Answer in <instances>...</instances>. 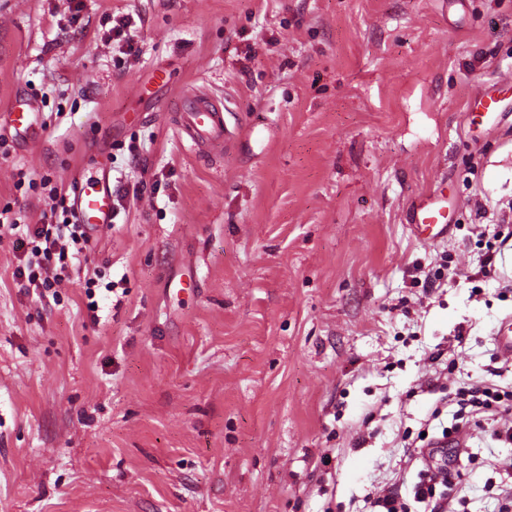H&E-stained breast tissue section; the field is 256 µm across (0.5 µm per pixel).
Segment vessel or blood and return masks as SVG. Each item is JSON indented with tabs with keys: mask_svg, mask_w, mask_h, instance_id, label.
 <instances>
[{
	"mask_svg": "<svg viewBox=\"0 0 512 512\" xmlns=\"http://www.w3.org/2000/svg\"><path fill=\"white\" fill-rule=\"evenodd\" d=\"M498 93V88L480 86L474 93V107L489 115L500 112ZM177 110L182 140L191 148L204 144L209 149L219 150L227 145L223 108L210 95L204 92L187 94L180 100ZM1 131L26 146L39 143L44 135V121L37 100L25 94L14 95L8 105L0 109ZM113 200L109 171L103 170L77 181L75 212L79 223L84 224L88 232H99L112 221ZM445 213L443 197L424 200L413 211L416 235L432 242L445 237L448 233Z\"/></svg>",
	"mask_w": 512,
	"mask_h": 512,
	"instance_id": "obj_1",
	"label": "vessel or blood"
}]
</instances>
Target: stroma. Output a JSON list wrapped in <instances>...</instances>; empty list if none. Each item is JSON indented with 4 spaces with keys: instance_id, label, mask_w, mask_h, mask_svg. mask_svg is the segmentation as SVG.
Wrapping results in <instances>:
<instances>
[{
    "instance_id": "35a3bbf8",
    "label": "stroma",
    "mask_w": 512,
    "mask_h": 512,
    "mask_svg": "<svg viewBox=\"0 0 512 512\" xmlns=\"http://www.w3.org/2000/svg\"><path fill=\"white\" fill-rule=\"evenodd\" d=\"M481 80L512 85V0H0V106L29 94L46 122L0 145V208L36 222L42 177L73 188L90 154L122 204L53 298L0 241V512L411 502L408 449L501 368L512 315V95L471 115ZM199 88L264 141L188 149ZM435 191L450 230L426 243L410 212ZM96 273L113 292L86 293ZM463 434L446 495L498 512L512 446Z\"/></svg>"
}]
</instances>
